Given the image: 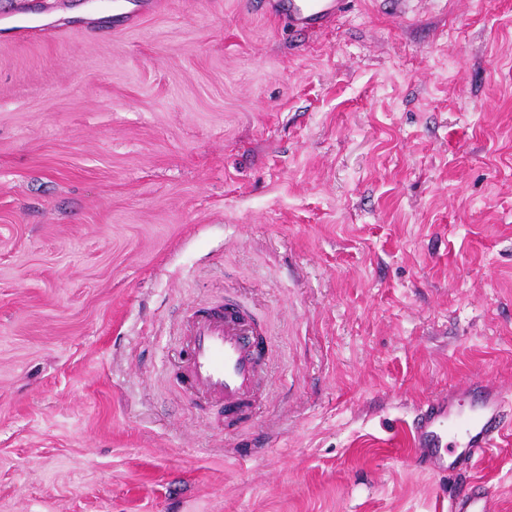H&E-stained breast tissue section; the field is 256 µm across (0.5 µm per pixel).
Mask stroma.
<instances>
[{
  "instance_id": "1",
  "label": "stroma",
  "mask_w": 512,
  "mask_h": 512,
  "mask_svg": "<svg viewBox=\"0 0 512 512\" xmlns=\"http://www.w3.org/2000/svg\"><path fill=\"white\" fill-rule=\"evenodd\" d=\"M0 0V512H512V439L413 420L512 391V0ZM266 330L255 421L173 375L187 308ZM282 16L295 28L305 31L322 29L345 9L347 0H285ZM482 399L474 412L458 414L460 406L455 396L438 393L429 397L418 409L414 425V436L418 448H428V452L445 464L444 448L448 438L459 448L461 464L474 462L493 448H498L499 440L506 432H512L505 423L512 411V394L496 382L486 380L480 386ZM442 455V456H441ZM449 512H485L482 498L471 488L457 493L449 503Z\"/></svg>"
}]
</instances>
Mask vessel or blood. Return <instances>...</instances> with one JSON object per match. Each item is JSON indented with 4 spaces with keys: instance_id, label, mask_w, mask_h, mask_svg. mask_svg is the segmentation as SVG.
I'll return each instance as SVG.
<instances>
[{
    "instance_id": "b4317fda",
    "label": "vessel or blood",
    "mask_w": 512,
    "mask_h": 512,
    "mask_svg": "<svg viewBox=\"0 0 512 512\" xmlns=\"http://www.w3.org/2000/svg\"><path fill=\"white\" fill-rule=\"evenodd\" d=\"M347 0H286L283 15L300 30L322 29L345 9ZM184 387L223 401L224 410L250 417L253 395L265 366L264 340L251 315L226 303L196 315L186 327ZM456 397L439 393L418 409L414 436L419 447L441 457L455 445L461 461L472 462L496 448L507 432L512 414V392L496 382L482 385V399L473 413L458 412ZM449 512H484L478 493L466 489L449 503Z\"/></svg>"
}]
</instances>
